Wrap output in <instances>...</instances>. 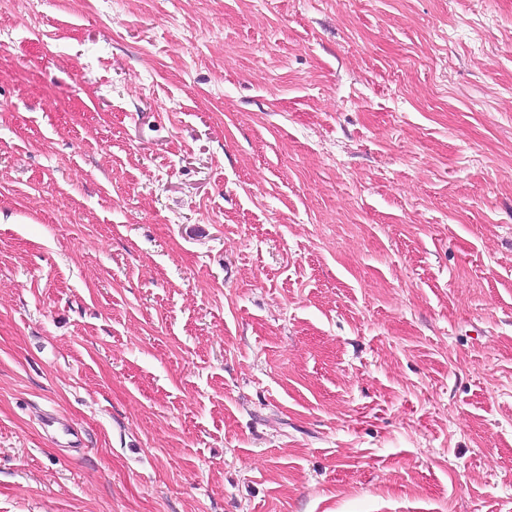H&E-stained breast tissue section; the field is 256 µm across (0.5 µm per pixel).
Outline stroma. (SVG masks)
<instances>
[{
    "instance_id": "stroma-1",
    "label": "stroma",
    "mask_w": 512,
    "mask_h": 512,
    "mask_svg": "<svg viewBox=\"0 0 512 512\" xmlns=\"http://www.w3.org/2000/svg\"><path fill=\"white\" fill-rule=\"evenodd\" d=\"M0 512H512V0H0Z\"/></svg>"
}]
</instances>
